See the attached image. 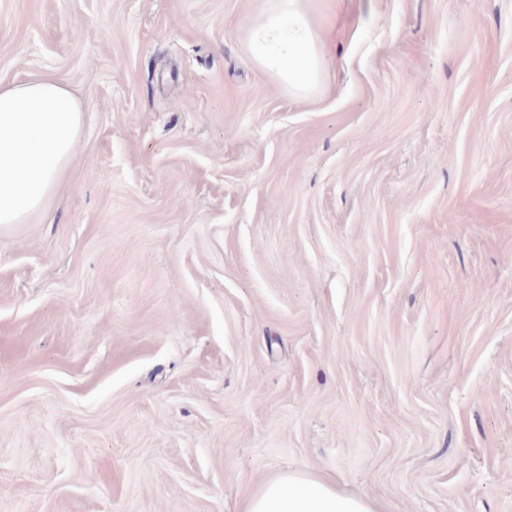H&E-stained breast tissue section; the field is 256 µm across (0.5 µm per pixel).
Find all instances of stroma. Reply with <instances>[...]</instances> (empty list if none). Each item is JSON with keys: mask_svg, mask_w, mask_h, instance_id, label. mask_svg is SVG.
<instances>
[{"mask_svg": "<svg viewBox=\"0 0 512 512\" xmlns=\"http://www.w3.org/2000/svg\"><path fill=\"white\" fill-rule=\"evenodd\" d=\"M263 6L0 0V84L84 111L0 224V512H512V0H343L306 99ZM241 512H381L370 498L342 493L305 471H287L256 489Z\"/></svg>", "mask_w": 512, "mask_h": 512, "instance_id": "obj_1", "label": "stroma"}]
</instances>
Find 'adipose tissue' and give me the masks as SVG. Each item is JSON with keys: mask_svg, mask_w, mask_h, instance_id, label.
Returning a JSON list of instances; mask_svg holds the SVG:
<instances>
[{"mask_svg": "<svg viewBox=\"0 0 512 512\" xmlns=\"http://www.w3.org/2000/svg\"><path fill=\"white\" fill-rule=\"evenodd\" d=\"M335 0H268L261 22L251 25V61L296 97H306L326 78L320 38ZM83 110L77 95L45 77L0 85V224H35L75 159ZM242 512H380L364 496L347 495L332 481L287 471L256 489Z\"/></svg>", "mask_w": 512, "mask_h": 512, "instance_id": "obj_1", "label": "adipose tissue"}]
</instances>
